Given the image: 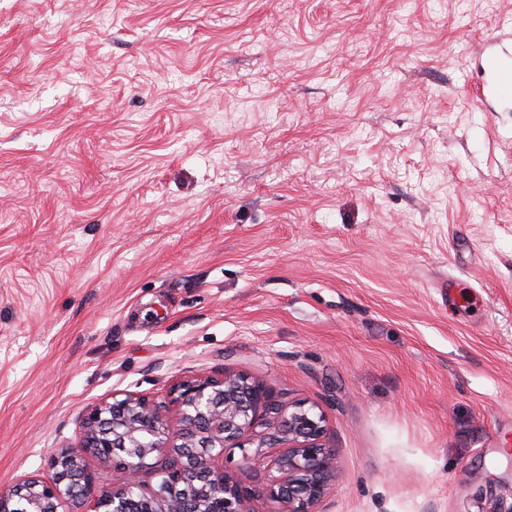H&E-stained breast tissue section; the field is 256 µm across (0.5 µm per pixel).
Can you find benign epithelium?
<instances>
[{
  "label": "benign epithelium",
  "instance_id": "obj_1",
  "mask_svg": "<svg viewBox=\"0 0 512 512\" xmlns=\"http://www.w3.org/2000/svg\"><path fill=\"white\" fill-rule=\"evenodd\" d=\"M172 406L179 415L177 429L169 424ZM270 421L276 423L274 432L261 436L256 448L245 447L242 438ZM82 428L79 446L50 455L54 478L0 491V512H58L64 501L71 512H131L137 498L148 512H186L188 502L192 512H250L235 474L219 463L227 448L239 449L247 465L275 469L264 494L284 503L285 512H315L336 472V449L324 443V413L303 402L285 406L241 373L177 382L163 401L114 397L85 414ZM276 443L285 450L268 462L262 449ZM86 452L115 462L120 483L99 488L82 465ZM150 464L160 481L144 493L138 473Z\"/></svg>",
  "mask_w": 512,
  "mask_h": 512
}]
</instances>
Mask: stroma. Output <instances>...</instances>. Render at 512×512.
Listing matches in <instances>:
<instances>
[{
    "label": "stroma",
    "instance_id": "35a3bbf8",
    "mask_svg": "<svg viewBox=\"0 0 512 512\" xmlns=\"http://www.w3.org/2000/svg\"><path fill=\"white\" fill-rule=\"evenodd\" d=\"M492 58L512 0H0V490L231 369L325 413L318 512H512Z\"/></svg>",
    "mask_w": 512,
    "mask_h": 512
}]
</instances>
